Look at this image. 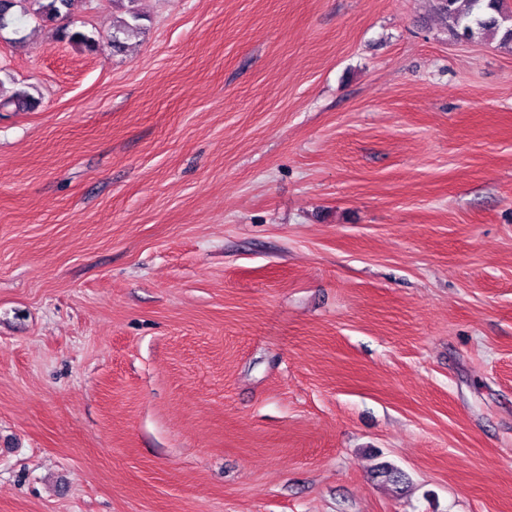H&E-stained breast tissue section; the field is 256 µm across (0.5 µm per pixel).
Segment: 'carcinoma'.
I'll return each mask as SVG.
<instances>
[{"label":"carcinoma","instance_id":"cac0c4a2","mask_svg":"<svg viewBox=\"0 0 512 512\" xmlns=\"http://www.w3.org/2000/svg\"><path fill=\"white\" fill-rule=\"evenodd\" d=\"M36 13L49 21L69 20L72 18L74 7L78 0H36ZM14 0H0V31L14 27L19 32L15 19L10 14ZM437 11L443 20L452 23L455 34L471 40L478 36L501 35V41L512 43V26L505 25L509 20L503 0H437ZM140 17L137 13L129 12V18L123 19L113 28L112 46L121 49L127 40L140 30ZM58 33L61 38L80 46L88 51L99 48L98 41L86 32L62 26ZM15 106V110L24 111L36 105V98L26 90H18L12 96L0 102V108Z\"/></svg>","mask_w":512,"mask_h":512}]
</instances>
